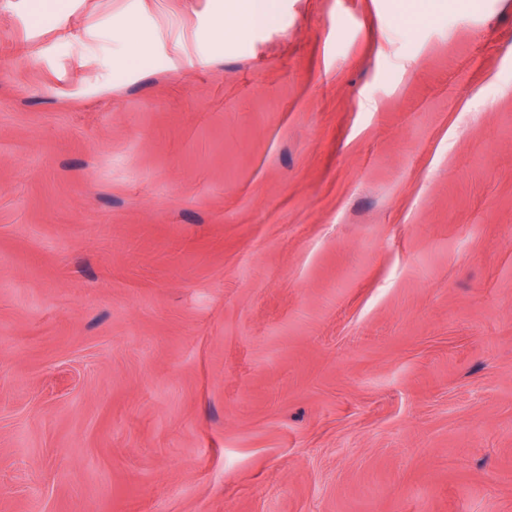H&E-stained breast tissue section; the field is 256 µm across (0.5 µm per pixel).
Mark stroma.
<instances>
[{"label": "stroma", "mask_w": 512, "mask_h": 512, "mask_svg": "<svg viewBox=\"0 0 512 512\" xmlns=\"http://www.w3.org/2000/svg\"><path fill=\"white\" fill-rule=\"evenodd\" d=\"M0 0V512H512V0ZM236 16L246 26L266 23L271 17L269 0H236Z\"/></svg>", "instance_id": "35a3bbf8"}]
</instances>
